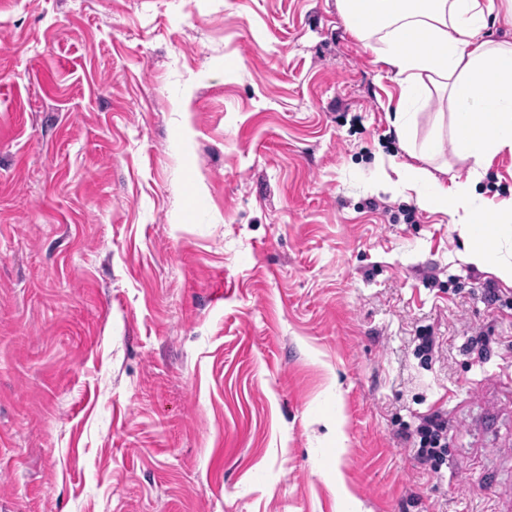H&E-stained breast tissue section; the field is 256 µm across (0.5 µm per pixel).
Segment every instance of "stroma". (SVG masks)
Segmentation results:
<instances>
[{
    "instance_id": "stroma-1",
    "label": "stroma",
    "mask_w": 512,
    "mask_h": 512,
    "mask_svg": "<svg viewBox=\"0 0 512 512\" xmlns=\"http://www.w3.org/2000/svg\"><path fill=\"white\" fill-rule=\"evenodd\" d=\"M400 93L337 0H0V512H503L512 284L370 191ZM447 431L448 421L440 414L433 413L422 418L415 432L418 438L416 456L421 464L430 463L433 469L443 464L448 453Z\"/></svg>"
}]
</instances>
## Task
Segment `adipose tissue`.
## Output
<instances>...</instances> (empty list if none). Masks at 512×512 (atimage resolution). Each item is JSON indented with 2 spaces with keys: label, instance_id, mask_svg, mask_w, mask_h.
I'll list each match as a JSON object with an SVG mask.
<instances>
[{
  "label": "adipose tissue",
  "instance_id": "adipose-tissue-1",
  "mask_svg": "<svg viewBox=\"0 0 512 512\" xmlns=\"http://www.w3.org/2000/svg\"><path fill=\"white\" fill-rule=\"evenodd\" d=\"M351 35L365 51L391 67L400 86L392 124L415 162L396 178L376 174L383 192L414 191L421 206L448 214L467 247L465 259L512 282V259L501 241L512 226V199L497 204L489 220L474 184L501 152H512V43L490 39L491 28L512 25V0L497 10L495 0H338ZM448 95L449 141L434 138L412 148L410 106L420 92ZM471 160L465 180L446 187L425 167L443 147Z\"/></svg>",
  "mask_w": 512,
  "mask_h": 512
}]
</instances>
